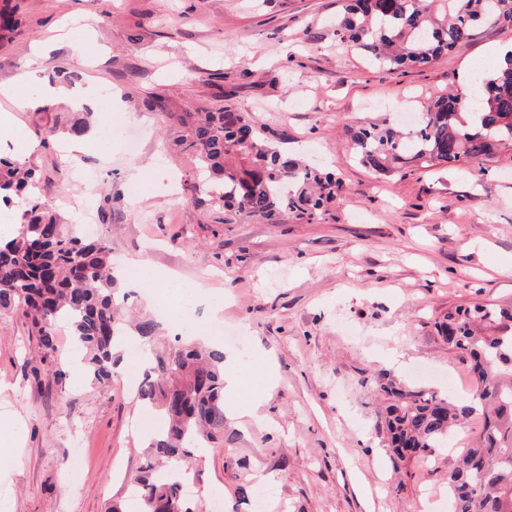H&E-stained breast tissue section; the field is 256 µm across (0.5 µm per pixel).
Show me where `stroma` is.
<instances>
[{"label":"stroma","mask_w":512,"mask_h":512,"mask_svg":"<svg viewBox=\"0 0 512 512\" xmlns=\"http://www.w3.org/2000/svg\"><path fill=\"white\" fill-rule=\"evenodd\" d=\"M345 0H0L17 25L0 34V84L33 49L42 78L71 73L68 90L97 85L120 98L93 113L91 135L70 150L72 109H21L0 98L29 136L24 162L59 223L80 229L79 168L97 177L93 208L112 249L128 309L161 332L206 336L214 319L242 328L225 347L241 374L240 416L189 467L197 512H448L455 458L439 450L394 466L377 376L448 396L464 366L434 323L449 309L512 303V156L478 175L471 160L406 172L361 165L359 127L424 112L457 92L512 27L485 21L431 67L390 73L337 30ZM86 49L77 55L75 46ZM257 117L281 152L335 172L342 187L312 219L269 224L230 213L198 186L206 179L179 142L182 116L222 107ZM132 126L128 154L109 125ZM54 134L42 138L41 133ZM172 277V293L196 288L181 320L159 313L148 284ZM358 329L347 336L337 324ZM57 353L43 359L27 319L0 315V433L15 460L0 467V512H139L125 482L145 463L162 418L135 397V359L121 350L111 384L54 372L77 347L58 325ZM274 495L257 506L255 490Z\"/></svg>","instance_id":"stroma-1"}]
</instances>
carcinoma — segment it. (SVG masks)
I'll use <instances>...</instances> for the list:
<instances>
[{"label": "carcinoma", "instance_id": "carcinoma-1", "mask_svg": "<svg viewBox=\"0 0 512 512\" xmlns=\"http://www.w3.org/2000/svg\"><path fill=\"white\" fill-rule=\"evenodd\" d=\"M484 19H512V0H354L339 33L393 72L433 64ZM472 80L476 93L467 105L442 96L406 133L388 124L360 128L354 137L360 162L381 171L462 158L481 163L512 148V51L504 71L480 69ZM261 131L257 121L226 107L204 113L180 147L209 172L224 208L269 224L288 212L311 217L335 198L341 182L333 174L284 157ZM34 180L32 169L0 159V202L27 204L14 237L0 243V314L30 318L46 357L56 352L57 321H68L93 379L107 384L121 332L111 250L102 238L69 233L30 191ZM436 327L472 373L473 393L442 398L372 378L386 403L393 458L404 462L447 448L454 430L477 420V445L454 449L456 465L448 472L454 512H512V306L456 308ZM136 333L156 362L138 397L164 414L166 427L152 437L148 460L128 489L140 512H193L176 464L224 436V353L196 344L158 353L151 319L140 321Z\"/></svg>", "mask_w": 512, "mask_h": 512}]
</instances>
